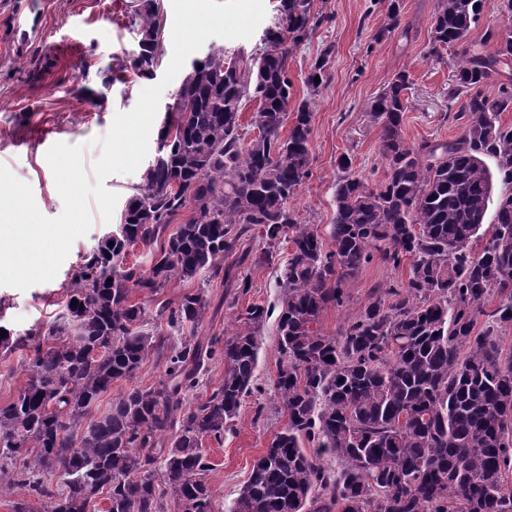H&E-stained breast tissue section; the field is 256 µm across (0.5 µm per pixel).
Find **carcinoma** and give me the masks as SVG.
Listing matches in <instances>:
<instances>
[{
    "mask_svg": "<svg viewBox=\"0 0 512 512\" xmlns=\"http://www.w3.org/2000/svg\"><path fill=\"white\" fill-rule=\"evenodd\" d=\"M316 2L278 0L279 22L256 53L221 49L191 63L115 236L83 256L53 320L22 335L5 330L0 350L26 352L27 380L0 404V494L17 497L13 512H30L32 499L42 512H95L99 498L109 512H216L202 444L223 442L245 398L262 392L260 337L274 314L273 390L287 420L226 512H512V354L502 346L512 327L511 191L480 233L493 192L485 158L512 185V124L500 121L512 112V83L501 80L512 25L486 27L477 49L469 34L488 0H437L430 44L458 58L450 95L465 96L452 114L459 135L408 143L409 77L394 75L368 104L384 179L373 185L338 159L329 249L289 206L311 176L310 104L333 52L323 50L297 100L294 50L331 19ZM386 19L373 42L399 26V0H389ZM134 27L131 69L150 77L157 0H140ZM247 101L257 106L245 126ZM186 207L190 216L170 229ZM247 234L260 248L242 249L241 265H272L281 241L291 244L277 302L239 305L252 288L239 275L227 301L232 330L205 344L184 335L210 307L205 289L157 295L228 280L224 259ZM156 243L147 262L128 261L130 248ZM375 257L394 269L411 259L407 280L386 285L339 335L325 333L324 311L344 302ZM155 355L162 379L127 388L88 420L112 384ZM215 360L222 381L192 399Z\"/></svg>",
    "mask_w": 512,
    "mask_h": 512,
    "instance_id": "obj_1",
    "label": "carcinoma"
}]
</instances>
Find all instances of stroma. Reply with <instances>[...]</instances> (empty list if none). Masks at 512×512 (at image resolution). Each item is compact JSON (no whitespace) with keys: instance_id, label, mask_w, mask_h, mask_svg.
Listing matches in <instances>:
<instances>
[{"instance_id":"obj_1","label":"stroma","mask_w":512,"mask_h":512,"mask_svg":"<svg viewBox=\"0 0 512 512\" xmlns=\"http://www.w3.org/2000/svg\"><path fill=\"white\" fill-rule=\"evenodd\" d=\"M15 0H0V165L28 184L38 210L58 217L63 201L46 160V147L37 143L48 134L56 143L82 148V167L93 176L101 154L99 141L110 131L117 113L132 110L141 91L163 77L173 54L172 0H158L162 55L154 77H138L126 63L137 49L133 31L137 0H37L41 33L26 51H16L10 39ZM435 0H400V31L381 43L372 37L386 19V8L372 0H326L332 19L294 52L291 78L297 96H304L303 78L324 47H332L328 79L312 105V175L291 201L297 219L328 235L335 211L336 161L349 155L353 169L372 182L381 181L385 163L379 153L381 128L367 112L394 74L410 80L408 108L402 133L408 143L455 139L458 130L449 114L448 86L456 67L452 51L431 53L430 34ZM89 88L99 104L90 107L79 93ZM91 226L76 239L51 281L27 289L0 286V325L26 332L50 319L66 301V286L84 253L96 248L109 232L97 204L89 206ZM289 243H281L273 266L248 267L251 291L243 304L274 303L278 267L286 263ZM398 273L379 262L362 268L347 288L343 306L328 307L321 325L336 334L369 303L375 287L397 279ZM275 319H267L261 335L257 377L262 393L246 398L232 431L223 443L204 441L202 449L212 469L206 479L220 507H228L246 484L254 462L273 433L286 422L273 406L276 375Z\"/></svg>"}]
</instances>
